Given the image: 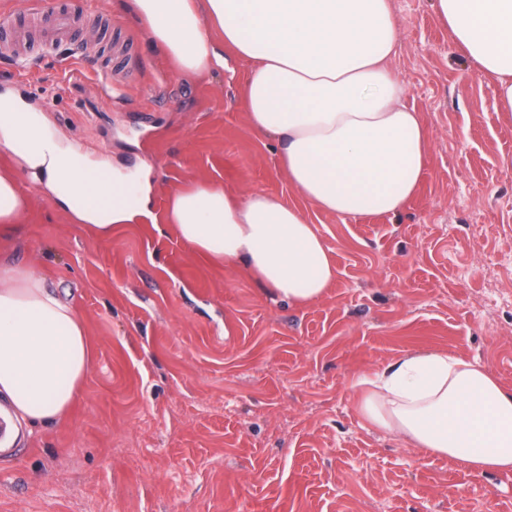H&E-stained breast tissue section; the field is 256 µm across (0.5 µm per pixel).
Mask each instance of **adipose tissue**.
Returning <instances> with one entry per match:
<instances>
[{
    "label": "adipose tissue",
    "instance_id": "adipose-tissue-1",
    "mask_svg": "<svg viewBox=\"0 0 512 512\" xmlns=\"http://www.w3.org/2000/svg\"><path fill=\"white\" fill-rule=\"evenodd\" d=\"M149 44L180 74L249 65L242 95L253 132L277 144L293 204L263 190L196 180L152 209L149 172L129 177L89 160L46 116L0 97V236L22 222L31 194L102 238L118 224L162 219L199 254L242 263L267 292L302 307L324 296L336 267L307 208L342 218L395 216L415 196L428 137L389 67L390 0H127ZM458 48L499 84L512 112V0H436ZM91 360L84 323L32 265L0 262V394L30 424L64 418ZM359 413L407 445L469 469L512 471V389L478 363L410 350L374 377Z\"/></svg>",
    "mask_w": 512,
    "mask_h": 512
}]
</instances>
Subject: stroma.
I'll list each match as a JSON object with an SVG mask.
<instances>
[{"instance_id":"stroma-1","label":"stroma","mask_w":512,"mask_h":512,"mask_svg":"<svg viewBox=\"0 0 512 512\" xmlns=\"http://www.w3.org/2000/svg\"><path fill=\"white\" fill-rule=\"evenodd\" d=\"M85 6L112 30L80 28L23 83L0 56V96L114 167L151 165L155 209L203 178L296 201L276 143L248 126L246 63L232 77L176 75L115 0ZM391 9V67L428 162L397 216L311 211L337 270L321 299H274L172 225L102 239L35 198L0 249L77 310L91 368L62 420L12 419L0 512H512V471L474 473L358 411L357 379L410 349L479 361L512 388V115L434 0ZM111 46L125 90L113 106L91 85Z\"/></svg>"}]
</instances>
